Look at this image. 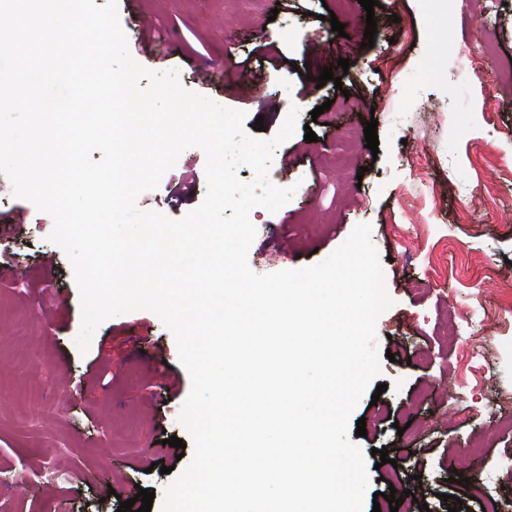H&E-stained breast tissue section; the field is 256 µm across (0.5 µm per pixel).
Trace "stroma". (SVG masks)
<instances>
[{
  "label": "stroma",
  "mask_w": 512,
  "mask_h": 512,
  "mask_svg": "<svg viewBox=\"0 0 512 512\" xmlns=\"http://www.w3.org/2000/svg\"><path fill=\"white\" fill-rule=\"evenodd\" d=\"M379 2L370 48L358 0H119V16L165 34L136 62L178 70L185 89L245 111V130L264 125L258 139L299 108L269 172L297 191L277 212L249 214L254 272L317 264L357 224L372 226L394 305L376 324L377 381L387 389L363 395L352 416L365 418L367 434L348 436L367 455L365 512L372 494L392 488L405 497L398 512L423 502L448 512L447 494L460 498L458 512H512V431L497 426L512 416V313L501 307L512 290V0ZM329 10L344 35L333 34ZM202 64L213 89L196 79ZM327 66L341 84L316 86ZM370 117L374 152L351 143ZM309 131L316 141H305ZM205 161L201 149L185 150L139 208L182 218L206 194ZM52 228L0 175V250L12 255L0 271V472L10 476L0 512H84L112 490L163 498L172 477L153 463L180 471L194 452L178 422L191 378L175 338L139 310L104 321L80 354V293ZM471 312L485 326L476 374L452 340ZM173 436L184 452L167 446ZM387 445L390 465L376 454ZM464 448L475 451L466 487L447 463Z\"/></svg>",
  "instance_id": "obj_1"
}]
</instances>
